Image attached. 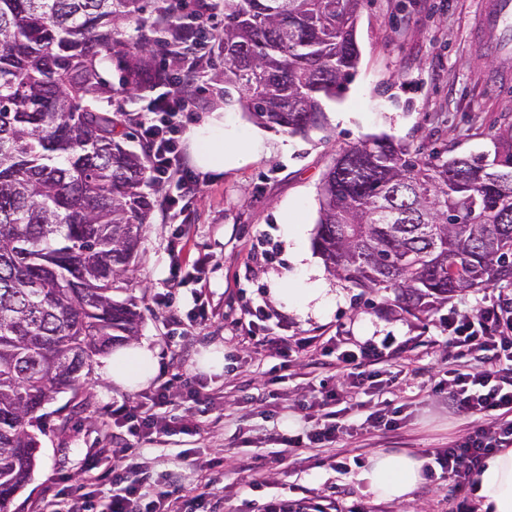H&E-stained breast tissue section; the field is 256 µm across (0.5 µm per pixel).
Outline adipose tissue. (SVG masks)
<instances>
[{"label": "adipose tissue", "mask_w": 512, "mask_h": 512, "mask_svg": "<svg viewBox=\"0 0 512 512\" xmlns=\"http://www.w3.org/2000/svg\"><path fill=\"white\" fill-rule=\"evenodd\" d=\"M190 148L202 172H221L251 162L257 143L251 138L226 139L224 113L214 112L203 127L190 134ZM154 350L145 344L116 349L106 368L118 388L134 391L148 385L156 373ZM422 462L408 450H380L369 459L359 479L380 501H400L422 480ZM476 496L481 512H512V448L490 455L477 476Z\"/></svg>", "instance_id": "1"}]
</instances>
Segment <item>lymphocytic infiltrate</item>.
Instances as JSON below:
<instances>
[{
	"label": "lymphocytic infiltrate",
	"instance_id": "lymphocytic-infiltrate-1",
	"mask_svg": "<svg viewBox=\"0 0 512 512\" xmlns=\"http://www.w3.org/2000/svg\"><path fill=\"white\" fill-rule=\"evenodd\" d=\"M208 21L198 12L190 21L173 20L166 32L172 60L189 75L197 74L202 57L196 51L199 30ZM155 94L137 115L141 137L150 148L148 173L162 179L177 176L176 192L167 196V206H175L179 194L192 188L190 181L180 178L179 139L183 133L181 114L186 101L177 85L165 74H156ZM512 329L500 303L493 302L473 314L451 313L448 316V339L461 347L490 353L492 367L478 371H448L438 386L449 404L458 411L479 418H493L489 427H478L448 447L436 449L434 460L458 488L475 487L476 477L485 458L502 448L512 446V344L505 333ZM172 401L167 387L161 386L137 405H113L108 423L127 429L129 435L147 441L171 432L190 434L199 425L191 419L171 423L161 410ZM109 495H101L102 486ZM205 495L186 498L180 489L150 488L139 475L123 448H96L87 452L79 481H65L50 497L44 499L42 512H199Z\"/></svg>",
	"mask_w": 512,
	"mask_h": 512
}]
</instances>
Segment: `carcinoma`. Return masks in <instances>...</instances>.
<instances>
[{
    "mask_svg": "<svg viewBox=\"0 0 512 512\" xmlns=\"http://www.w3.org/2000/svg\"><path fill=\"white\" fill-rule=\"evenodd\" d=\"M362 0H224L217 41L243 112L305 135L357 72ZM145 0H0V512L30 479L54 394L138 334L125 290L153 203L146 153L124 144L102 56L126 90L155 73ZM137 22L136 35L123 38ZM421 156L387 136L342 151L320 188L314 247L337 278L390 290L423 314L459 293L512 286V124L493 153Z\"/></svg>",
    "mask_w": 512,
    "mask_h": 512,
    "instance_id": "1",
    "label": "carcinoma"
}]
</instances>
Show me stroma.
<instances>
[{"mask_svg":"<svg viewBox=\"0 0 512 512\" xmlns=\"http://www.w3.org/2000/svg\"><path fill=\"white\" fill-rule=\"evenodd\" d=\"M494 0H363L356 24L361 59L344 97L324 104V128L289 135L263 128L232 108L224 114L230 136L261 133L254 160L221 173H196L194 192L174 214L161 207L153 181L143 190L155 207L142 228L133 276L126 293L142 318L138 341L155 350L157 371L149 386L125 391L104 373L106 356L95 357L83 388L58 393L44 407L40 451L13 512H39L60 477L77 476L87 449L104 443L101 421L113 403L137 404L167 383L173 402L168 418L199 422L196 436L165 435L139 445L148 478L205 493L208 512H252L272 497H306L339 512H478L474 493L458 491L447 475L423 478L409 498L378 502L365 493L357 472L339 462L367 465L381 449H406L431 463L435 449L465 437L477 420L456 412L437 386L449 365H480L477 353L449 347V312L473 313L512 288H486L453 297L447 305L413 316L392 292L353 287L337 279L316 254L313 239L323 179L336 156L373 135L447 148L449 155H478L493 148L501 126L512 124V51L500 52L494 28L479 24ZM224 67L219 52L207 56L193 84L187 128L203 124L224 104V85L213 76ZM310 257L293 263L294 248ZM180 284H172V266ZM320 281L335 302L316 312L279 302L284 288ZM200 293L206 320L193 319V293ZM168 302H160V295ZM261 309L265 330L250 328L249 312ZM287 339L294 352L287 369L261 342L264 331ZM392 337L393 356L371 365L358 382L331 365L337 346H358ZM224 353V369L210 374L204 352ZM194 378L202 397L182 395L180 382ZM334 392L341 428L324 448L285 451L283 437L322 420L325 392ZM395 426H375L379 416ZM266 483L250 491L252 470Z\"/></svg>","mask_w":512,"mask_h":512,"instance_id":"obj_1","label":"stroma"}]
</instances>
